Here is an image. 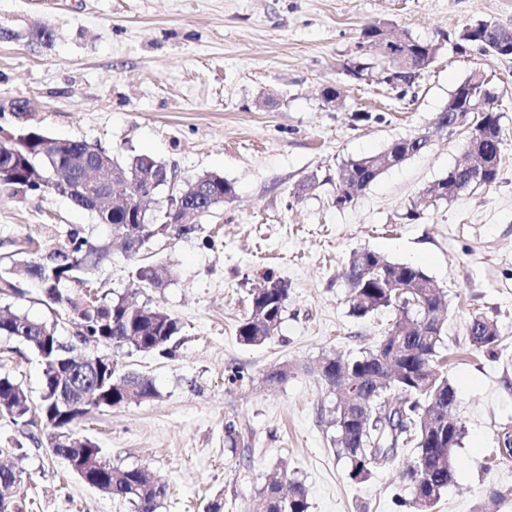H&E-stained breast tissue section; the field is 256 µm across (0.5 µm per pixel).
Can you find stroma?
I'll use <instances>...</instances> for the list:
<instances>
[{
  "label": "stroma",
  "instance_id": "1",
  "mask_svg": "<svg viewBox=\"0 0 512 512\" xmlns=\"http://www.w3.org/2000/svg\"><path fill=\"white\" fill-rule=\"evenodd\" d=\"M479 19L512 28V0H0V129L147 154L179 181L217 173L235 189L201 217L197 234L149 245L170 275L141 299L166 309L181 331L169 355L110 354L151 378L156 397L90 409L75 428L110 464L167 484L158 512H206L219 498L224 512H251L278 469L305 486L308 512H411L401 477L411 448L351 479L334 446L335 397L315 371L323 355L374 348L396 318L392 307L351 314L341 273L361 250L420 266L446 296L439 351L464 433L456 480L432 512H512V460H494L503 428H512V59L457 51L460 29ZM375 22L439 44L413 87L343 75L361 30ZM41 28L52 31L51 46L37 41ZM478 70L497 94L504 130L494 186L403 220L408 202L461 162L463 128L336 208L346 162L432 127L454 86ZM330 84L341 106L324 101ZM313 175L318 187L297 195ZM73 224L112 240L110 225L61 196L0 191V269L18 242L47 241ZM135 265L113 247L92 275L98 295L131 288ZM269 276L289 288L280 331L243 344L237 327L249 294ZM475 315L496 320L494 352L471 345ZM281 365L288 379L266 383ZM0 373L39 398L42 365L26 345L0 336ZM230 418L249 439L240 460L224 445ZM0 463L24 472L6 493L17 512H127L5 417Z\"/></svg>",
  "mask_w": 512,
  "mask_h": 512
}]
</instances>
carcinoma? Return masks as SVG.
Returning <instances> with one entry per match:
<instances>
[{"label": "carcinoma", "mask_w": 512, "mask_h": 512, "mask_svg": "<svg viewBox=\"0 0 512 512\" xmlns=\"http://www.w3.org/2000/svg\"><path fill=\"white\" fill-rule=\"evenodd\" d=\"M486 22L474 21L458 33L456 46L463 52L472 49L484 56L499 59L512 57V29H503L500 41L490 45L485 36ZM390 36L383 24H371L361 30L357 51L342 65V72L351 81L367 76L377 83L398 87L410 86L422 72V65L436 56L432 42L419 41L409 35L397 38L401 60L396 62L375 52V41ZM483 98L492 107L480 112L472 123L469 137L479 141L480 155L487 157L484 186H493L500 175L504 143L501 116L493 104L497 94L482 80L471 74L456 85L448 99V106L435 117V127L445 131L456 129V116L466 111L470 97ZM48 138L30 131L0 139V190L42 192L55 185L56 194L67 198L74 206L95 214L100 223L112 225V236L121 240L125 255L138 259L133 273L134 287L111 301L103 297L93 299L86 293L90 276L108 251L105 244L96 243L84 229L69 227L52 243H38L23 253L24 260H13V270L0 275V299L15 297L17 276L33 281L39 288L42 302L52 316L50 320H35L23 312H14L5 306L0 314V336L27 338L43 365V381L38 403H33L22 385L8 375H0V415L23 425L31 424L29 416L36 411L40 416L60 412L59 387L71 389L78 396L81 390L72 388V379L63 375L60 361L72 356L76 344H64L57 336L59 321L69 320L76 328L77 344L85 347L92 341L106 338L104 345L129 347L139 352L166 353L173 339L180 333L179 321L160 307H151L140 301L145 288H158L162 277L153 264L140 257L145 246L158 236L181 239L200 231L201 225L171 224L168 216L147 222L140 218L138 208L117 205L110 209L96 206L82 181L80 172L70 168V159L77 153H86L96 159L91 145L77 139L71 145L52 153L47 149ZM427 148L417 150L407 138L389 143L378 153L348 161L336 185V194L352 203L383 172L398 165L399 156H414ZM112 171L123 177L127 190L136 195L148 181L170 180L171 173L146 155H114ZM468 174L458 166L448 170L446 177L429 186L426 194L435 200L448 199L470 188ZM185 194V207L210 211L234 196L233 186L224 177L207 173L177 185ZM372 258L383 264L376 280L367 281L359 275L361 258ZM349 286L347 302L356 317L382 307L399 311L387 336L365 355L346 361L334 355H324L318 363L320 377L330 391H336V378L346 369L364 383L377 387L379 395L370 400L371 406L385 405L388 415L341 419L345 406L336 398V446L350 463L349 475L354 480L368 478L372 470L391 462L400 448L411 445L414 456L404 465L405 480L413 492L420 493L423 504L412 499L414 512H430L456 479L454 448L461 441L460 422L448 426V420L437 414L441 404L457 397L448 381L440 357L443 323L428 321V312L444 301L432 279L419 267L386 260L380 254L362 250L354 252L342 273ZM414 289L415 302L402 303L396 296L391 281ZM288 304L286 283L266 278L265 284L253 290L249 298V314L237 328V336L246 345H261L272 339L280 329ZM471 344L477 349H492L499 341L495 320L480 315L467 323ZM113 381L120 382L102 396L93 391L88 405L96 408L121 407L156 396L153 382L134 372L120 374L117 364L107 358ZM80 418L67 416L55 426H43L42 434L50 452L63 458L72 471L75 461L82 456L93 465L97 474L95 489L128 504L131 512H157L158 505L167 496V485L151 477L140 467L110 466L100 459V448L89 440L77 444L72 430ZM253 512H308L307 491L303 484L288 480L286 475L268 479L253 504Z\"/></svg>", "instance_id": "cac0c4a2"}]
</instances>
